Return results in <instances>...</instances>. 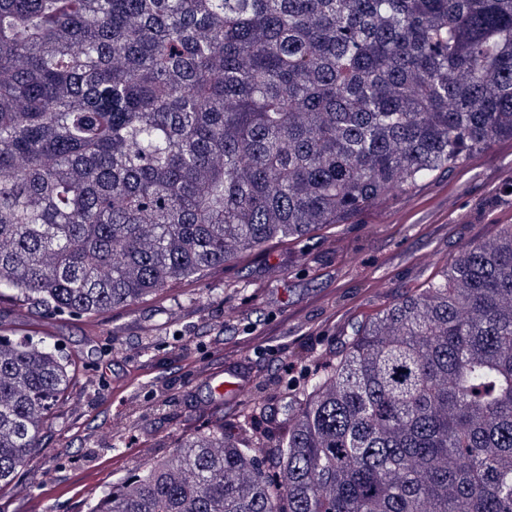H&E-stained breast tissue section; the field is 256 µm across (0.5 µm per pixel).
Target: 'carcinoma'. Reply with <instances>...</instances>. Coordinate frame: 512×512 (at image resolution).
Segmentation results:
<instances>
[{"instance_id": "1", "label": "carcinoma", "mask_w": 512, "mask_h": 512, "mask_svg": "<svg viewBox=\"0 0 512 512\" xmlns=\"http://www.w3.org/2000/svg\"><path fill=\"white\" fill-rule=\"evenodd\" d=\"M512 140V0H0V299L92 316ZM76 362L0 336V488ZM261 448L216 421L89 512H512V224L351 326Z\"/></svg>"}]
</instances>
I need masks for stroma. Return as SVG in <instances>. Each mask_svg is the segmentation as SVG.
Segmentation results:
<instances>
[{
	"instance_id": "35a3bbf8",
	"label": "stroma",
	"mask_w": 512,
	"mask_h": 512,
	"mask_svg": "<svg viewBox=\"0 0 512 512\" xmlns=\"http://www.w3.org/2000/svg\"><path fill=\"white\" fill-rule=\"evenodd\" d=\"M512 140L475 154L353 223L268 244L203 280L93 316L0 301V334L44 337L77 375L37 459L0 489V512H88L112 483L216 418L246 415L261 441L286 432L289 396L356 321L413 291L470 242L512 224ZM237 359L247 384L216 397Z\"/></svg>"
}]
</instances>
